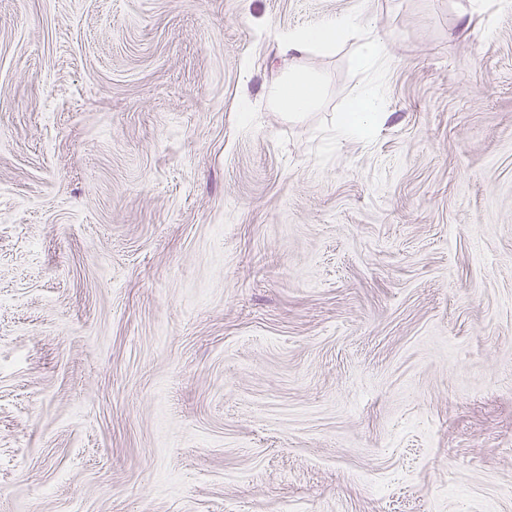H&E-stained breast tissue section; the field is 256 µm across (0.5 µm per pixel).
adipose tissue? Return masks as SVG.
Listing matches in <instances>:
<instances>
[{
	"label": "adipose tissue",
	"mask_w": 512,
	"mask_h": 512,
	"mask_svg": "<svg viewBox=\"0 0 512 512\" xmlns=\"http://www.w3.org/2000/svg\"><path fill=\"white\" fill-rule=\"evenodd\" d=\"M366 25V18L345 15L331 23L289 34L284 39L281 50L294 58L312 49L328 51L346 34L361 30L364 31L365 38L359 48V59L363 65L374 67L380 65L386 57L388 38L367 31ZM322 94L323 81L320 74L292 68L272 87L269 102L276 110L298 115L315 110Z\"/></svg>",
	"instance_id": "ef3b65f1"
}]
</instances>
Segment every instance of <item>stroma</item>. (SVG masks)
<instances>
[{"mask_svg":"<svg viewBox=\"0 0 512 512\" xmlns=\"http://www.w3.org/2000/svg\"><path fill=\"white\" fill-rule=\"evenodd\" d=\"M0 512H512V6L0 0ZM366 25L367 20L362 16L344 15L322 26L289 33L282 43L281 50L282 53H288L296 59L312 49L329 51L346 34L355 30H364L365 38L359 48L360 62L366 66H379L386 57L388 37L373 33ZM323 81L319 73L302 68H289L288 74L270 90L273 108L291 115L315 110L322 98ZM359 99L349 112H344L339 120L337 135L343 140L359 134L367 125L371 115H375L378 120L381 119V113L376 112V101L371 95L362 94Z\"/></svg>","mask_w":512,"mask_h":512,"instance_id":"1","label":"stroma"}]
</instances>
